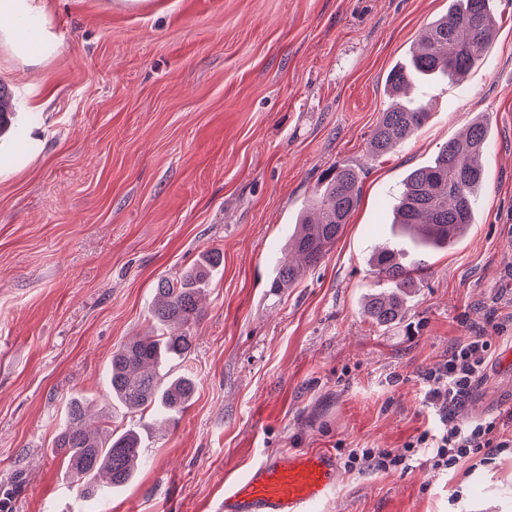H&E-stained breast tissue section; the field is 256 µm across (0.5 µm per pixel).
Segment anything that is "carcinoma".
<instances>
[{"label": "carcinoma", "instance_id": "obj_1", "mask_svg": "<svg viewBox=\"0 0 512 512\" xmlns=\"http://www.w3.org/2000/svg\"><path fill=\"white\" fill-rule=\"evenodd\" d=\"M495 28L490 0H450L448 12L431 23L409 50L407 60L391 70L389 94L401 93L407 98L425 80L465 77L489 47ZM10 103L12 94L0 82V131L10 125ZM428 119L429 113L411 103L390 107L382 113L369 140V155L378 158L391 153ZM487 139V122L472 121L464 135L448 141L430 164L411 170L404 178L394 223L416 246L446 248L473 223L474 201L484 183L481 157ZM358 200L356 171L346 165L337 167L288 239L272 288L293 287L305 268L325 257ZM219 263L220 253L210 251L180 275L158 281L151 318L162 326L177 328V332L141 336L112 352L110 394L128 413L151 408L165 414L180 412L192 398L196 387L192 376L170 378L159 368L175 358L184 360L190 353L193 328L203 317L201 290L213 281ZM372 266L376 274L391 280L405 282L412 278L410 267L399 259V250L388 245L373 254ZM403 306L404 299L396 293H371L363 312L376 324L387 326L400 316ZM85 408L81 399L70 401L54 449L67 462L66 474L86 497L94 498L130 480L140 457V441L131 429L117 432L109 416L102 428L88 429Z\"/></svg>", "mask_w": 512, "mask_h": 512}]
</instances>
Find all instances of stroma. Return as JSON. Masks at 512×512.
<instances>
[{"mask_svg": "<svg viewBox=\"0 0 512 512\" xmlns=\"http://www.w3.org/2000/svg\"><path fill=\"white\" fill-rule=\"evenodd\" d=\"M449 0H18L37 38L0 17V512H214L224 482L263 456L328 449L341 468L319 512H512V447L491 464L349 469V449L404 453L438 421L423 375L472 327L489 363L468 420L512 414V0L461 82L425 81L430 114L379 159L367 145L389 70ZM484 116L486 181L459 242L423 255L403 313L380 327L371 258L398 231L404 177ZM347 164L360 197L324 259L270 287L302 210ZM210 250L223 261L189 356L196 389L175 415H130L108 392L113 351L153 333L159 278ZM134 428L143 464L84 498L53 442L67 403ZM467 499L449 505L454 491Z\"/></svg>", "mask_w": 512, "mask_h": 512, "instance_id": "1", "label": "stroma"}]
</instances>
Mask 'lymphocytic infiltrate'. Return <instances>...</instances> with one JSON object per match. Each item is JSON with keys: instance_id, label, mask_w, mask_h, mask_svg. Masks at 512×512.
I'll use <instances>...</instances> for the list:
<instances>
[{"instance_id": "lymphocytic-infiltrate-1", "label": "lymphocytic infiltrate", "mask_w": 512, "mask_h": 512, "mask_svg": "<svg viewBox=\"0 0 512 512\" xmlns=\"http://www.w3.org/2000/svg\"><path fill=\"white\" fill-rule=\"evenodd\" d=\"M490 348V338L485 330H472L470 336L449 350L446 359L426 373L425 401L439 419V429L422 433L415 442L408 444L403 456L387 450L351 449L347 455L348 468L366 467L387 472L424 448L432 468L447 470L462 459L479 454L489 456L511 448L512 435L505 433L497 420L471 421L459 416L473 384L484 374Z\"/></svg>"}]
</instances>
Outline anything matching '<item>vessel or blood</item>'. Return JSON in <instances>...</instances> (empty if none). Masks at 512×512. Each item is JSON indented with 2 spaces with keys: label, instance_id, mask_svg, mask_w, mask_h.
Returning a JSON list of instances; mask_svg holds the SVG:
<instances>
[{
  "label": "vessel or blood",
  "instance_id": "obj_1",
  "mask_svg": "<svg viewBox=\"0 0 512 512\" xmlns=\"http://www.w3.org/2000/svg\"><path fill=\"white\" fill-rule=\"evenodd\" d=\"M336 476L331 451L270 454L225 485L214 512H317Z\"/></svg>",
  "mask_w": 512,
  "mask_h": 512
}]
</instances>
